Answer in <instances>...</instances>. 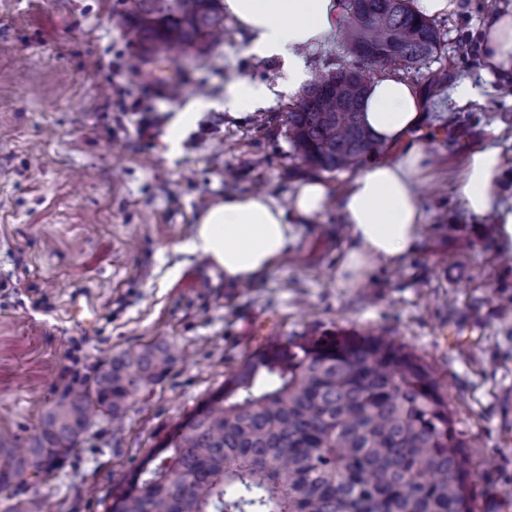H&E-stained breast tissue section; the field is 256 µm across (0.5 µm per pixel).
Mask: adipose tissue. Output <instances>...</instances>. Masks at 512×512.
<instances>
[{
  "label": "adipose tissue",
  "instance_id": "ef3b65f1",
  "mask_svg": "<svg viewBox=\"0 0 512 512\" xmlns=\"http://www.w3.org/2000/svg\"><path fill=\"white\" fill-rule=\"evenodd\" d=\"M224 11L250 34L256 53L283 60L293 94L312 78L303 50L337 35L344 5L342 0H224ZM482 32L491 72L512 76V13L490 16ZM422 118L423 98L414 84L389 74L377 77L362 119L379 145L396 148L395 156L365 165L335 193L320 180L301 183L286 208L262 194L227 195L200 214L184 251L206 258L227 283L259 279L287 257L298 225L333 201L350 236L336 277L343 284H363L377 264L398 261L420 238L422 191L432 164L424 148L411 143L410 133ZM504 163L497 147L475 151L453 187L468 214L494 215L499 244L512 253V207L495 196Z\"/></svg>",
  "mask_w": 512,
  "mask_h": 512
}]
</instances>
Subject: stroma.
<instances>
[{"mask_svg": "<svg viewBox=\"0 0 512 512\" xmlns=\"http://www.w3.org/2000/svg\"><path fill=\"white\" fill-rule=\"evenodd\" d=\"M512 0H465L439 18L442 49L407 78L423 96L416 140L433 173L415 253L363 286L336 280L349 232L336 206L302 225L285 260L256 282L224 284L181 252L198 215L228 194L287 205L296 186L343 185L299 160L278 91L281 58L261 57L232 17L206 56L157 53L134 66L123 0H0V445L27 446L41 415L113 355L149 342L181 355L122 422L94 417L79 450L48 479H16L14 500L43 512H105L112 495L199 402L268 339L380 334L430 366L468 444L477 512H512V259L496 227L453 192L466 153L495 146L512 204V92L487 77L481 28ZM184 91L166 100L176 70ZM470 98L456 94L461 81ZM274 89L229 110V85ZM191 120L169 137L178 113ZM150 116V137L137 133Z\"/></svg>", "mask_w": 512, "mask_h": 512, "instance_id": "1", "label": "stroma"}]
</instances>
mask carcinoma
I'll return each mask as SVG.
<instances>
[{"mask_svg":"<svg viewBox=\"0 0 512 512\" xmlns=\"http://www.w3.org/2000/svg\"><path fill=\"white\" fill-rule=\"evenodd\" d=\"M127 39L206 54L224 35V0H128ZM349 65L318 75L288 112V139L326 172L378 150L361 110L369 63L419 69L435 24L411 0H348ZM177 361L163 342L112 356L66 390L26 448L0 447V489L45 477L77 451L90 419H120ZM465 440L432 370L391 338L359 332L255 351L144 457L107 512H475Z\"/></svg>","mask_w":512,"mask_h":512,"instance_id":"obj_1","label":"carcinoma"}]
</instances>
